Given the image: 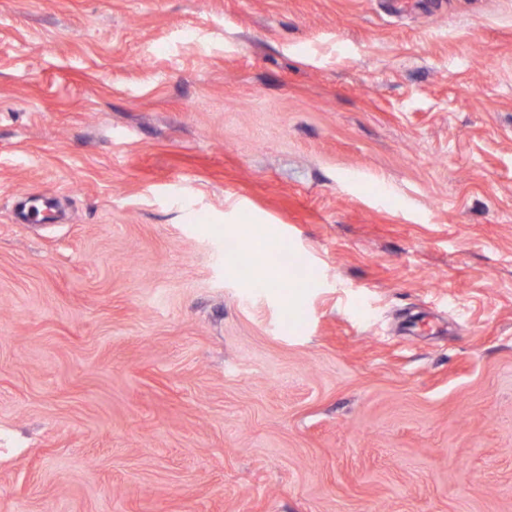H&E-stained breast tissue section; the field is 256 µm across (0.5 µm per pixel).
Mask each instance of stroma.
Wrapping results in <instances>:
<instances>
[{
	"label": "stroma",
	"mask_w": 512,
	"mask_h": 512,
	"mask_svg": "<svg viewBox=\"0 0 512 512\" xmlns=\"http://www.w3.org/2000/svg\"><path fill=\"white\" fill-rule=\"evenodd\" d=\"M0 512H512V0H0Z\"/></svg>",
	"instance_id": "35a3bbf8"
}]
</instances>
